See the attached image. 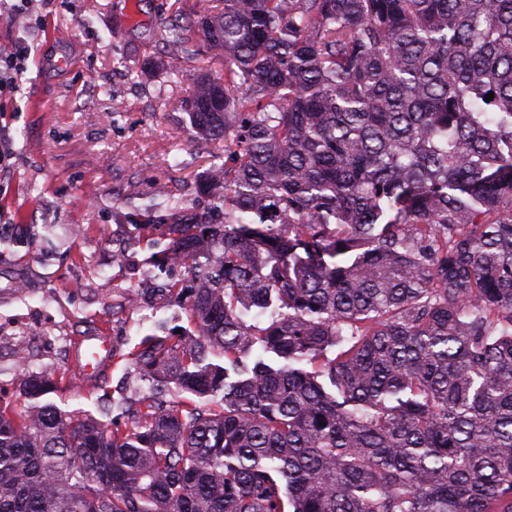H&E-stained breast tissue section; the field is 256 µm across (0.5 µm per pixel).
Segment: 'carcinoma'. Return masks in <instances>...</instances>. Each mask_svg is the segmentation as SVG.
<instances>
[{"mask_svg":"<svg viewBox=\"0 0 512 512\" xmlns=\"http://www.w3.org/2000/svg\"><path fill=\"white\" fill-rule=\"evenodd\" d=\"M163 40L222 61L177 72L203 204L133 222L189 327L112 347L135 409L19 363L0 512H512V0H204Z\"/></svg>","mask_w":512,"mask_h":512,"instance_id":"obj_1","label":"carcinoma"}]
</instances>
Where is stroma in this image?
<instances>
[{
	"mask_svg": "<svg viewBox=\"0 0 512 512\" xmlns=\"http://www.w3.org/2000/svg\"><path fill=\"white\" fill-rule=\"evenodd\" d=\"M199 0H33L26 22L0 20V48L26 42L27 70L16 94L0 97V330L26 327L33 366L55 370L59 399L90 407L103 395L136 401L133 366H112L101 387L75 382L72 350L93 331L134 346L154 321L187 322L155 297L119 309L144 278L149 251L131 238L141 197L162 188L197 199L193 178L223 144L194 143L173 101L159 29L194 14ZM110 89H100V81ZM166 92L170 104L159 100ZM131 254L115 262L116 252Z\"/></svg>",
	"mask_w": 512,
	"mask_h": 512,
	"instance_id": "1",
	"label": "stroma"
}]
</instances>
